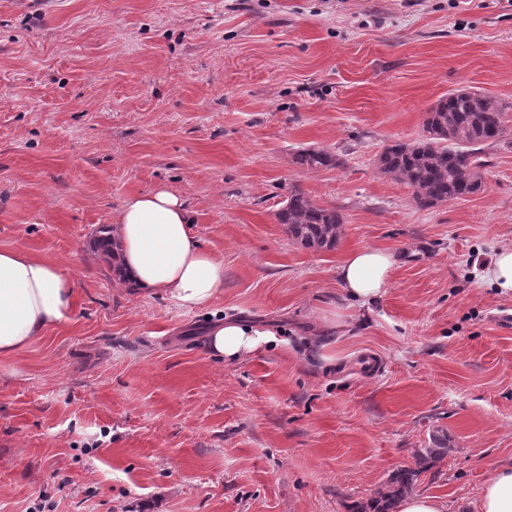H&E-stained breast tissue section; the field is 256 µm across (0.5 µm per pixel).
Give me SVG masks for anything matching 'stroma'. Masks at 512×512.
<instances>
[{
  "label": "stroma",
  "mask_w": 512,
  "mask_h": 512,
  "mask_svg": "<svg viewBox=\"0 0 512 512\" xmlns=\"http://www.w3.org/2000/svg\"><path fill=\"white\" fill-rule=\"evenodd\" d=\"M462 88L506 132L480 192L419 207L378 156ZM308 147L341 166L299 169ZM160 184L224 262L209 307L119 284L94 248ZM295 187L341 212L335 249L279 224ZM505 246L512 0H0V249L76 285L65 324L0 356V512H346L438 432L418 489L469 512L512 463V296L481 280ZM361 247L399 258L369 311L336 282ZM221 317L281 341L216 360Z\"/></svg>",
  "instance_id": "1"
}]
</instances>
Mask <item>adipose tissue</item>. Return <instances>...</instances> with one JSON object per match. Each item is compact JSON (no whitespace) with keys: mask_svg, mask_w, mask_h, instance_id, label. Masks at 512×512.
Listing matches in <instances>:
<instances>
[{"mask_svg":"<svg viewBox=\"0 0 512 512\" xmlns=\"http://www.w3.org/2000/svg\"><path fill=\"white\" fill-rule=\"evenodd\" d=\"M193 224L183 197L163 185L128 197L115 217L126 278L139 292L163 294L188 311L212 304L224 286V263L203 246ZM397 263L384 249L349 252L337 269L346 301L371 309L386 295ZM74 302L75 284L58 264L22 248L0 249V354L15 353L64 323ZM276 342L274 332L238 320L217 321L208 332L210 355L227 362ZM473 510L512 512V464L495 468Z\"/></svg>","mask_w":512,"mask_h":512,"instance_id":"1","label":"adipose tissue"}]
</instances>
